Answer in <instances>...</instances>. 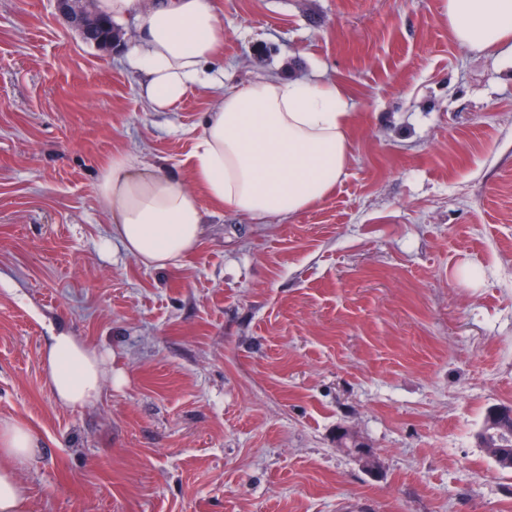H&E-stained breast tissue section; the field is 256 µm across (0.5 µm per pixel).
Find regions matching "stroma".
<instances>
[{
    "mask_svg": "<svg viewBox=\"0 0 512 512\" xmlns=\"http://www.w3.org/2000/svg\"><path fill=\"white\" fill-rule=\"evenodd\" d=\"M213 62L344 88L351 160L267 224L203 200L196 252L104 250L101 165L138 149L191 182L214 105L165 112L55 0H0V419L42 438L34 512H512L476 434L512 405V59L462 47L445 0H219ZM66 325L126 374L60 404L41 350ZM369 445L365 465L336 442Z\"/></svg>",
    "mask_w": 512,
    "mask_h": 512,
    "instance_id": "35a3bbf8",
    "label": "stroma"
}]
</instances>
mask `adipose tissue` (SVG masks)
<instances>
[{
    "instance_id": "1",
    "label": "adipose tissue",
    "mask_w": 512,
    "mask_h": 512,
    "mask_svg": "<svg viewBox=\"0 0 512 512\" xmlns=\"http://www.w3.org/2000/svg\"><path fill=\"white\" fill-rule=\"evenodd\" d=\"M96 9L139 29L125 59L146 75L143 94L154 110L173 106L203 81L217 98L188 158L192 184L146 164L136 150L102 165L96 194L109 242L163 270L195 251L202 198L264 224L305 211L335 190L350 161L351 114L339 87L277 76L225 83L223 70L210 67L224 40L216 0H97ZM446 10L459 44L512 58V0H446ZM42 361L48 389L69 406L94 407L106 382H125L114 354L64 327L46 338ZM38 446L24 422L0 420V512H32L21 475Z\"/></svg>"
}]
</instances>
